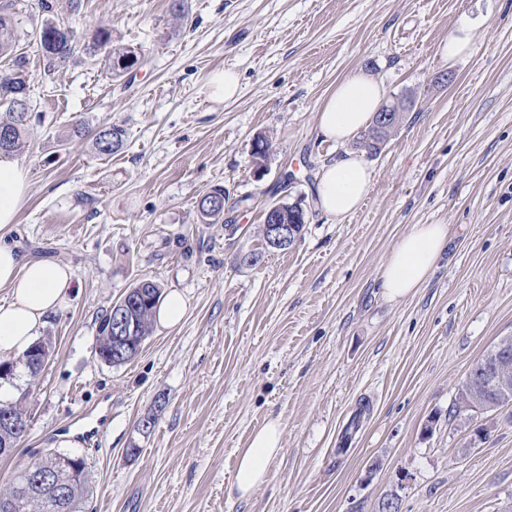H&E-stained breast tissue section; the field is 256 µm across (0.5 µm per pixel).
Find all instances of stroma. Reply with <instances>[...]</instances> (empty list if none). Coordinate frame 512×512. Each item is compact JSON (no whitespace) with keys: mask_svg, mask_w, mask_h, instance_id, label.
<instances>
[{"mask_svg":"<svg viewBox=\"0 0 512 512\" xmlns=\"http://www.w3.org/2000/svg\"><path fill=\"white\" fill-rule=\"evenodd\" d=\"M14 0L32 122L18 160L27 200L1 233L23 259L79 283L41 339L36 385L17 375L28 435L0 484L36 453L83 456L92 512H512V406L454 414L470 367L512 336V0ZM84 43L98 25L147 62L113 75L76 52L45 74V21ZM475 49L448 62L449 33ZM230 68L238 96L213 100ZM363 71L411 107L380 152L355 214L316 209L321 166L342 153L317 112ZM81 122L83 138L71 135ZM124 129L100 155V128ZM272 145L256 167L252 142ZM223 186L224 217L198 202ZM306 213L301 237L263 247L278 201ZM416 224L449 248L425 284L383 297L379 272ZM182 293L129 363L98 358L100 318L137 280ZM279 420L283 449L245 501L229 497L237 452ZM208 85L213 99L227 102L238 95L239 78L232 70H219L210 75ZM124 142L125 131L117 125L99 129L94 137L95 148L101 155H112L120 151ZM210 201L218 202L217 207L209 208ZM226 203V193L224 187L215 185L209 189L199 202V210L202 218L208 224H216L224 216V205ZM186 309L185 297L179 292H171L160 302L157 308V323L163 327L175 326L183 318Z\"/></svg>","mask_w":512,"mask_h":512,"instance_id":"obj_1","label":"stroma"}]
</instances>
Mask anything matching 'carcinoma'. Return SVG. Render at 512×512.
Masks as SVG:
<instances>
[{
	"mask_svg": "<svg viewBox=\"0 0 512 512\" xmlns=\"http://www.w3.org/2000/svg\"><path fill=\"white\" fill-rule=\"evenodd\" d=\"M12 6L0 7V55L10 57L11 66L6 71H0V88L5 86L13 96L22 95L27 85L26 55L15 50V22L10 13ZM39 48L46 59L48 68L65 63L74 53V33L71 28L45 22L39 32ZM84 51L90 56L106 53V60L112 61L117 56H130V67H141L145 62V55L127 48L112 46V31L107 27L96 29L91 39L84 44ZM8 104V112L0 118V127L5 126L12 130L9 144L0 148V153H20L25 148V135L33 112H17L14 110L10 98L0 95V102ZM390 132L380 131L369 126L363 134L360 146L369 154L379 152V144L386 140ZM125 142V131L117 125H110L97 131L94 137L96 150L102 155H112L120 151ZM226 193L224 186L215 185L209 189L199 202L202 218L209 224H216L224 216ZM124 297L130 315L134 319L135 329L131 334L130 350L121 357L112 353V311H107L100 324L98 345L99 357L106 363L119 366L133 359L140 351L142 343L151 334L153 328L154 308L162 297L160 285L147 278L139 280L130 288ZM51 353V345L44 341L36 342L29 350L15 357V369L27 373L29 380L34 382L43 370V355ZM478 400L464 390H458L455 407L462 411L466 408H481L497 410L507 404L511 399H504L495 391L477 392ZM24 397L15 400L0 398V413L9 410L18 424L8 426L0 422V456H8L24 441L29 428V418L23 409ZM53 465V453L31 460L12 478L9 486L0 490V512H84L89 493V478L87 464L80 456H71L69 470L63 473L62 479L67 484L68 493L64 500L59 501L50 491L39 487L27 479L33 473L50 470Z\"/></svg>",
	"mask_w": 512,
	"mask_h": 512,
	"instance_id": "cac0c4a2",
	"label": "carcinoma"
}]
</instances>
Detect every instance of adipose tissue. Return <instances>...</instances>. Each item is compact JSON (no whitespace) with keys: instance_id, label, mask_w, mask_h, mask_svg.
<instances>
[{"instance_id":"1","label":"adipose tissue","mask_w":512,"mask_h":512,"mask_svg":"<svg viewBox=\"0 0 512 512\" xmlns=\"http://www.w3.org/2000/svg\"><path fill=\"white\" fill-rule=\"evenodd\" d=\"M384 97L382 86L356 72L337 83L318 112V129L344 152L326 164L316 183V204L324 213L344 217L358 211L370 192L371 172L361 154L346 145L368 127ZM28 193L23 166L0 155V230L15 224ZM449 244L444 224H416L391 251L380 269V286L393 300L414 292L430 276ZM76 287L66 265L44 259L20 261L14 249L0 242V288L8 297L0 302V357L22 354L48 317L61 309ZM282 450V433L271 420L256 430L240 449L229 495L247 499L266 482L269 465Z\"/></svg>"}]
</instances>
